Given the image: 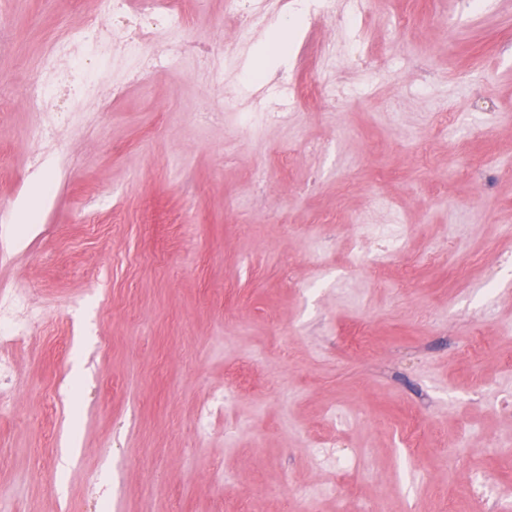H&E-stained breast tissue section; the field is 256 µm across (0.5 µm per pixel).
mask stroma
I'll return each mask as SVG.
<instances>
[{
    "mask_svg": "<svg viewBox=\"0 0 512 512\" xmlns=\"http://www.w3.org/2000/svg\"><path fill=\"white\" fill-rule=\"evenodd\" d=\"M104 7L0 0V290L43 310L0 343V512H307L296 487L324 481L340 493L308 512H442L452 495L483 512L470 473L512 483V456L477 442L512 446V416L484 397L490 378L512 396V266L496 261L512 253V0H368L343 28L324 12L318 39L368 46L372 70L337 60L349 96L244 138L233 113L201 117L262 95L244 68L276 16L220 85L194 57L116 100L133 62L112 53L47 157L73 163L14 247L40 120L18 99ZM182 8L193 35L238 42L224 0ZM395 14L410 24L391 30ZM440 106L463 113L466 157ZM360 217L404 218L402 252L381 254ZM354 242L360 267L339 260ZM326 438L359 466L317 465Z\"/></svg>",
    "mask_w": 512,
    "mask_h": 512,
    "instance_id": "stroma-1",
    "label": "stroma"
}]
</instances>
